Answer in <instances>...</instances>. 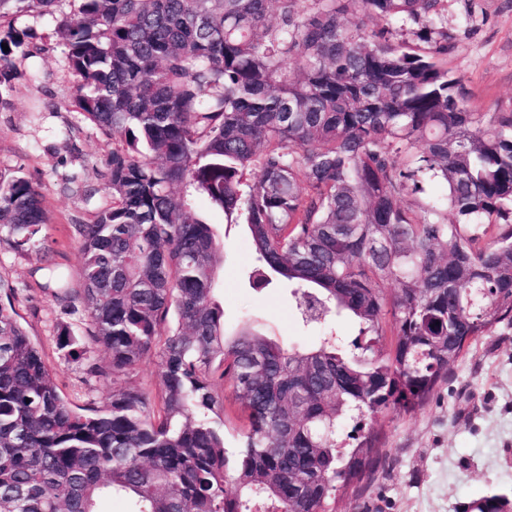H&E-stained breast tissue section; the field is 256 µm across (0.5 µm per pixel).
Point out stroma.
Wrapping results in <instances>:
<instances>
[{
    "instance_id": "obj_1",
    "label": "stroma",
    "mask_w": 512,
    "mask_h": 512,
    "mask_svg": "<svg viewBox=\"0 0 512 512\" xmlns=\"http://www.w3.org/2000/svg\"><path fill=\"white\" fill-rule=\"evenodd\" d=\"M448 67L468 93V107L485 117L512 112V0H445ZM54 18L21 17L39 54L12 56L17 76L6 106H0V171L25 175L44 196L50 222V263L78 277L80 261L72 227L91 221L111 202L103 172L112 141L73 112L75 78L51 37ZM97 190L85 198V186ZM197 211L213 224L221 251L216 298L228 328L243 321L280 341L303 345L313 331L303 327L288 286L254 287L258 262L244 226H225L222 210L198 199ZM37 257L0 245V275L16 288V306L29 335L41 342L55 381L69 400L107 403L113 391L155 379L156 359L134 372L88 376L62 358L53 341L57 325L85 332L83 311L69 312L37 287L30 275ZM372 475L342 494L337 512H456L460 503L496 490L512 498V325L481 337L448 371L429 401L414 414L379 417Z\"/></svg>"
}]
</instances>
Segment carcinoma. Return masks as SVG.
Returning <instances> with one entry per match:
<instances>
[{
  "instance_id": "obj_1",
  "label": "carcinoma",
  "mask_w": 512,
  "mask_h": 512,
  "mask_svg": "<svg viewBox=\"0 0 512 512\" xmlns=\"http://www.w3.org/2000/svg\"><path fill=\"white\" fill-rule=\"evenodd\" d=\"M54 35L71 102L115 141L109 206L71 225L80 281L31 276L78 302L68 361L112 373L157 357L158 383L72 406L0 277V512H336L370 476L362 423L409 415L480 337L512 325V112L467 107L447 67L444 0H71ZM64 0H0V104L19 16ZM275 11L276 21L269 18ZM410 24L409 39L366 19ZM415 197L414 207L403 205ZM207 198L246 226L254 283L300 296L311 343L226 332ZM31 180L0 172V244L50 251ZM359 325L354 351L333 319ZM391 334V348L381 339ZM244 428L227 430L224 386ZM488 493L462 512H504Z\"/></svg>"
}]
</instances>
